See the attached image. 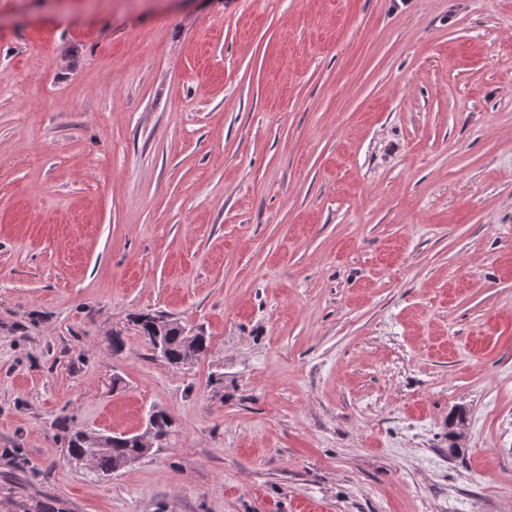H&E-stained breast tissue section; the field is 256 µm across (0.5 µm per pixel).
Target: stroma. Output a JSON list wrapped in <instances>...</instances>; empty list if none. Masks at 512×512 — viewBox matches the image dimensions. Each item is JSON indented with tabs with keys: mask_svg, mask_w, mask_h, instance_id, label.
<instances>
[{
	"mask_svg": "<svg viewBox=\"0 0 512 512\" xmlns=\"http://www.w3.org/2000/svg\"><path fill=\"white\" fill-rule=\"evenodd\" d=\"M43 502L512 512V0H0V512ZM154 315L139 314L135 316L134 319L136 326L139 328V332L143 335L153 352L152 356L160 358L172 367L178 368L183 366L182 345L186 338L185 342L187 344L193 342V331L188 332L187 328L182 329L181 324L175 320H168L160 316L162 314ZM156 336H160L159 348L155 342ZM173 425V419L164 411L161 412V418L155 426V431L152 427V424L147 423L146 428L143 430V432L140 433L138 439L139 446L142 447L141 455L144 456L145 454L149 453L152 448L156 447L157 438H159V442L166 441L172 432ZM61 432L57 438L66 448V460L71 463L81 458L89 459L99 476H108L126 467L127 461L140 451L135 435H112L105 441H98L86 437V431L67 427L65 423H62Z\"/></svg>",
	"mask_w": 512,
	"mask_h": 512,
	"instance_id": "obj_1",
	"label": "stroma"
}]
</instances>
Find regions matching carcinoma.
Masks as SVG:
<instances>
[{"mask_svg": "<svg viewBox=\"0 0 512 512\" xmlns=\"http://www.w3.org/2000/svg\"><path fill=\"white\" fill-rule=\"evenodd\" d=\"M134 322L154 357L172 367L182 366V345L186 333L181 324L160 315L153 317L149 314L135 316ZM57 438L66 448L67 461L89 459L94 472L99 476H108L126 467L127 461L140 451L134 435H116L105 441H98L86 437V431L80 428L63 425Z\"/></svg>", "mask_w": 512, "mask_h": 512, "instance_id": "carcinoma-1", "label": "carcinoma"}]
</instances>
